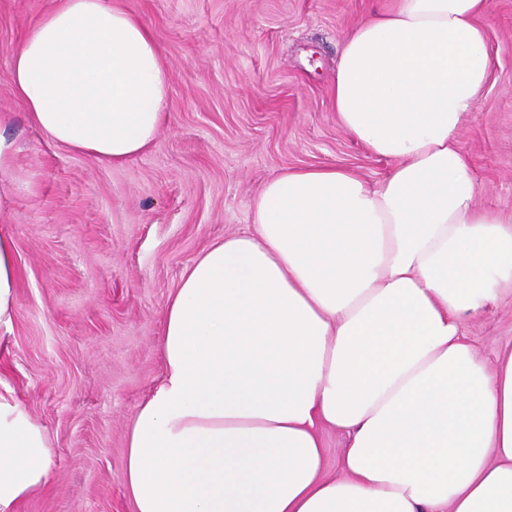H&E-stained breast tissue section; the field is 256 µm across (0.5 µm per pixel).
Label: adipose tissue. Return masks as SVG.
<instances>
[{"instance_id":"obj_1","label":"adipose tissue","mask_w":512,"mask_h":512,"mask_svg":"<svg viewBox=\"0 0 512 512\" xmlns=\"http://www.w3.org/2000/svg\"><path fill=\"white\" fill-rule=\"evenodd\" d=\"M490 0H391L348 34L339 124L389 160L376 182L293 168L252 232L185 269L163 376L126 434L134 512H512V348L486 367L464 324L512 287V216L479 207L459 134L490 68ZM48 143L121 165L167 119L157 39L112 0H57L11 56ZM0 234V339L18 303ZM350 442L327 471L322 428ZM52 449L0 389V512L40 492Z\"/></svg>"}]
</instances>
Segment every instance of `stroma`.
I'll list each match as a JSON object with an SVG mask.
<instances>
[{"label":"stroma","instance_id":"35a3bbf8","mask_svg":"<svg viewBox=\"0 0 512 512\" xmlns=\"http://www.w3.org/2000/svg\"><path fill=\"white\" fill-rule=\"evenodd\" d=\"M155 33L167 69V120L125 164L49 145L10 84L11 54L55 0H0V111L19 153L0 213L18 264L14 331L0 379L45 429L50 477L17 512H133L125 437L163 374L170 295L211 242L251 226L263 183L295 167H351L380 180L337 122L344 40L383 0H122ZM491 69L460 133L478 203L512 214V0H490ZM494 366L512 346V299L465 324Z\"/></svg>","mask_w":512,"mask_h":512}]
</instances>
